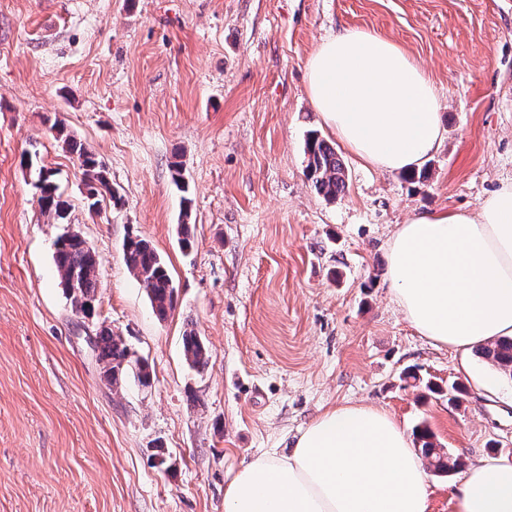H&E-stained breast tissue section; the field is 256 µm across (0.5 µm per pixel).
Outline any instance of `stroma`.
I'll list each match as a JSON object with an SVG mask.
<instances>
[{
  "instance_id": "1",
  "label": "stroma",
  "mask_w": 512,
  "mask_h": 512,
  "mask_svg": "<svg viewBox=\"0 0 512 512\" xmlns=\"http://www.w3.org/2000/svg\"><path fill=\"white\" fill-rule=\"evenodd\" d=\"M344 27L399 43L435 84L444 136L427 182L365 165L313 107L308 59ZM61 130L96 154L121 208H88ZM312 130L347 169L333 200L305 175ZM25 152L53 171L67 224L41 213ZM511 181L512 0H0V512H224L232 471L290 452L345 403L408 433L426 424L466 464L511 458L512 380L420 336L386 274L398 225L476 211ZM70 228L99 262L89 320L53 261ZM131 236L169 268L166 319L125 266ZM102 324L150 386L105 382L84 340ZM189 326L211 355L200 375ZM410 367L469 393L449 405L407 384ZM183 350L188 365L198 374L208 369L211 358L209 351L194 329L185 331Z\"/></svg>"
}]
</instances>
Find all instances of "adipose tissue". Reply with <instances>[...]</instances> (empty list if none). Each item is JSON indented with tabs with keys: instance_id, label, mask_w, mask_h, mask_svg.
<instances>
[{
	"instance_id": "1",
	"label": "adipose tissue",
	"mask_w": 512,
	"mask_h": 512,
	"mask_svg": "<svg viewBox=\"0 0 512 512\" xmlns=\"http://www.w3.org/2000/svg\"><path fill=\"white\" fill-rule=\"evenodd\" d=\"M310 99L339 140L385 171L417 168L439 145L437 92L420 64L377 33L345 28L307 64ZM387 275L410 325L462 351L512 336V183L473 214L420 213L400 225ZM456 512H512V462L488 457L451 491ZM425 466L382 409L319 414L287 454H262L224 487V512H428Z\"/></svg>"
}]
</instances>
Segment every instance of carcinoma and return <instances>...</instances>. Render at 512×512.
Instances as JSON below:
<instances>
[{
    "instance_id": "obj_1",
    "label": "carcinoma",
    "mask_w": 512,
    "mask_h": 512,
    "mask_svg": "<svg viewBox=\"0 0 512 512\" xmlns=\"http://www.w3.org/2000/svg\"><path fill=\"white\" fill-rule=\"evenodd\" d=\"M63 143L67 151L76 157L82 170L89 207L97 206L106 198L113 206L120 205L122 196L112 187L105 168L95 154L69 136L63 139ZM305 154L306 177L318 194L334 199L337 194L345 191V168L329 141L316 131L309 132L305 141ZM20 166L29 172L33 184L39 189L41 212L53 219H65L69 205L58 192L53 172L38 165L28 154L21 156ZM54 261L60 285L72 310L79 312L91 308V304L97 302L100 286L98 261L93 248L68 232L55 244ZM124 262L145 288L154 314L160 319L166 318L174 304L175 287L164 260L149 241L136 236L129 238L124 245ZM183 350L193 370L200 374L208 369L210 354L195 330L185 331ZM93 354L104 371L110 373L107 384L116 385L130 375L144 386L150 384L148 364L133 357L128 346L120 337L113 335L110 328L101 325L95 329ZM476 354L491 362L503 376L512 379V337L484 345L476 349ZM415 439L421 460L438 475L447 476L462 468L460 459L436 443L426 425L416 426Z\"/></svg>"
}]
</instances>
